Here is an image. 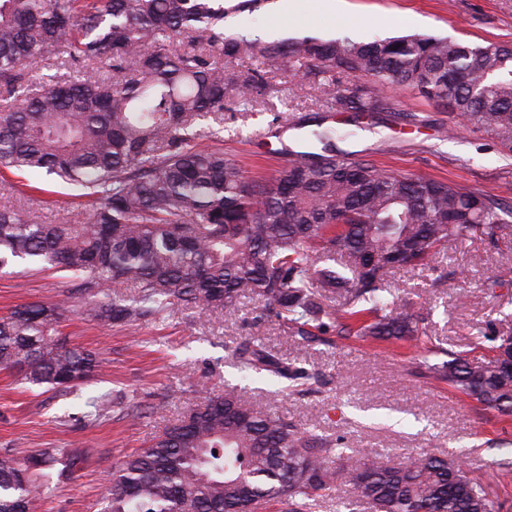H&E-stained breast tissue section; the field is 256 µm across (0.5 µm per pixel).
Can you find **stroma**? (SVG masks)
Listing matches in <instances>:
<instances>
[{"mask_svg":"<svg viewBox=\"0 0 512 512\" xmlns=\"http://www.w3.org/2000/svg\"><path fill=\"white\" fill-rule=\"evenodd\" d=\"M349 2L348 11L334 15L320 11L318 0H296L291 24L282 27L276 0L253 12L234 10L235 0H224L225 31L265 42L304 35L369 42L424 33L512 43V0ZM286 80L284 71L269 72L264 102L224 115L225 125L236 130L225 137L224 151L242 160L248 176L265 178L283 165L284 135H308L302 122L317 117L335 127L337 148L361 152L377 166L488 191L512 203V152L484 131L454 123L443 105L392 86L394 112L356 120L327 111L313 90L289 100ZM81 200V188L45 173L0 170V207L21 205L46 223L70 224L80 218ZM73 286L66 273L14 266L0 273V314L24 303L62 301ZM388 286L422 318L421 340L332 333L307 342L275 322L256 331L248 300L231 316L181 307L165 320L134 327L103 326L82 311L68 313L65 333L73 344L99 352L103 371L58 392L22 387L0 370V448H66L82 455L80 470L57 479L39 512H101L104 489L125 456L229 382L301 430L343 438L350 448L399 460L423 451L463 456L496 512H512V415L484 408L415 371L419 356L434 362L452 355L481 358L489 353L483 335L512 333V237L492 243L475 234L449 244L428 266L395 271ZM245 337L314 373L315 381L292 390L271 376H242L226 347ZM102 396L112 408L91 420L89 404Z\"/></svg>","mask_w":512,"mask_h":512,"instance_id":"stroma-1","label":"stroma"}]
</instances>
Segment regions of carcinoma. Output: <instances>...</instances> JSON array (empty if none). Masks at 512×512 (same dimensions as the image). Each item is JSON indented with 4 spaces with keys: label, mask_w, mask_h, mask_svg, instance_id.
<instances>
[{
    "label": "carcinoma",
    "mask_w": 512,
    "mask_h": 512,
    "mask_svg": "<svg viewBox=\"0 0 512 512\" xmlns=\"http://www.w3.org/2000/svg\"><path fill=\"white\" fill-rule=\"evenodd\" d=\"M224 17V0H0V167L43 170L90 200L74 224L0 208V270L72 273L86 314L106 325L157 321L182 305L229 315L248 299L256 324L272 318L306 339L352 320L361 336H419L418 318L386 287L395 261L408 254L403 268H420L476 232L495 242L512 205L378 167L337 149L329 128L310 132L321 151H299L260 179L198 140L221 137L229 106L258 101L268 71L284 67L290 96L320 89L328 108L360 117L395 111L384 87L396 83L512 150V45L427 34L262 42L224 34ZM51 59L89 71L49 75ZM226 59L263 68L230 71ZM336 293L341 305L325 303ZM65 312L32 302L1 315L0 369L58 391L98 374L99 355L62 337ZM229 356L292 387L311 379L252 338ZM419 369L512 413V370L495 355L425 358ZM58 463L75 466L65 448L1 453L0 512H37ZM341 484L372 512H494L453 456L395 463L356 452L231 384L128 457L103 512H252L264 498L311 512Z\"/></svg>",
    "instance_id": "carcinoma-1"
}]
</instances>
